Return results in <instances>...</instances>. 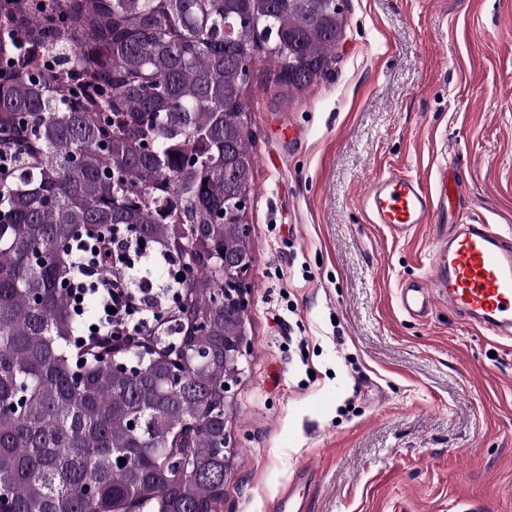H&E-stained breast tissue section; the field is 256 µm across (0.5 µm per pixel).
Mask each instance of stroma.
I'll return each instance as SVG.
<instances>
[{
  "label": "stroma",
  "mask_w": 512,
  "mask_h": 512,
  "mask_svg": "<svg viewBox=\"0 0 512 512\" xmlns=\"http://www.w3.org/2000/svg\"><path fill=\"white\" fill-rule=\"evenodd\" d=\"M253 64L251 349L227 422L224 512H512V338L406 315L432 231L365 192L454 166L465 214L512 229V0H348L302 90Z\"/></svg>",
  "instance_id": "35a3bbf8"
}]
</instances>
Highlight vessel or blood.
I'll return each mask as SVG.
<instances>
[{"mask_svg":"<svg viewBox=\"0 0 512 512\" xmlns=\"http://www.w3.org/2000/svg\"><path fill=\"white\" fill-rule=\"evenodd\" d=\"M458 190L444 165L437 167L427 187L393 172L374 182L364 206L373 223L398 237L409 236L424 224L436 229L429 275L399 289L400 306L407 315L423 318L441 305L472 328L511 336L512 233L456 217L448 208V196Z\"/></svg>","mask_w":512,"mask_h":512,"instance_id":"obj_1","label":"vessel or blood"}]
</instances>
